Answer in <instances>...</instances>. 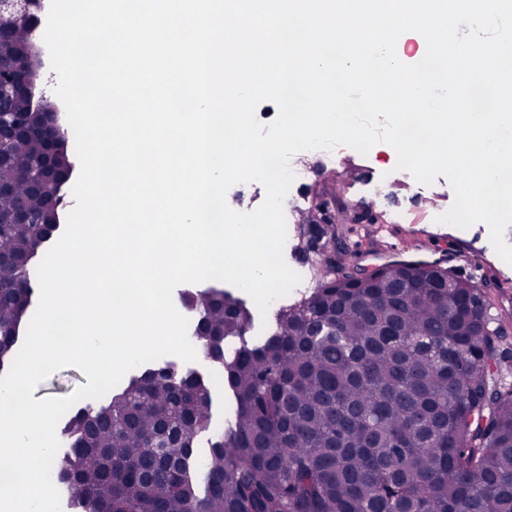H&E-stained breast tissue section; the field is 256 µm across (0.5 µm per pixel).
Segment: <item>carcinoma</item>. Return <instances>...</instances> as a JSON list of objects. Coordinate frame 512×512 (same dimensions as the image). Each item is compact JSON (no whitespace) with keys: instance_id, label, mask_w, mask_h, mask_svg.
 <instances>
[{"instance_id":"carcinoma-1","label":"carcinoma","mask_w":512,"mask_h":512,"mask_svg":"<svg viewBox=\"0 0 512 512\" xmlns=\"http://www.w3.org/2000/svg\"><path fill=\"white\" fill-rule=\"evenodd\" d=\"M32 16L0 42L24 60ZM22 131L0 167L18 204L38 223L0 232V370L19 350L34 288L32 260L60 227L59 188L75 164L52 103H17ZM44 153L41 190L26 171ZM482 288L438 262L393 261L339 278L326 265L311 294L277 311L259 344L253 314L223 290L188 293L192 338L224 378L235 407L210 432L212 388L175 364L148 369L107 405L76 411L61 429L69 450L52 465L59 494L84 512H512V388L497 378L509 356L490 329ZM239 346L226 355L224 342Z\"/></svg>"}]
</instances>
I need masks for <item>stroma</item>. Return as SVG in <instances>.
Segmentation results:
<instances>
[{"mask_svg": "<svg viewBox=\"0 0 512 512\" xmlns=\"http://www.w3.org/2000/svg\"><path fill=\"white\" fill-rule=\"evenodd\" d=\"M396 164L397 157L388 144H376L365 155L340 145L334 162L310 175L302 194L309 198L338 182L343 185L344 199L351 208L369 207L383 213L385 221L381 224L337 225L339 236L357 247L348 255V265L371 270L399 259L397 245L409 238L416 244L410 259L440 261L476 284L490 283L492 312L505 319L506 334L512 339V265L497 254L487 225L477 223L462 229L433 223V213L447 211L454 202L450 183L442 176L430 184L414 179L395 181ZM372 184L382 186V194L368 195ZM290 223L295 230L285 242L283 257L305 285L285 296L288 305L308 297L320 273L318 242L313 240L308 226L300 223L298 213H291Z\"/></svg>", "mask_w": 512, "mask_h": 512, "instance_id": "1", "label": "stroma"}]
</instances>
